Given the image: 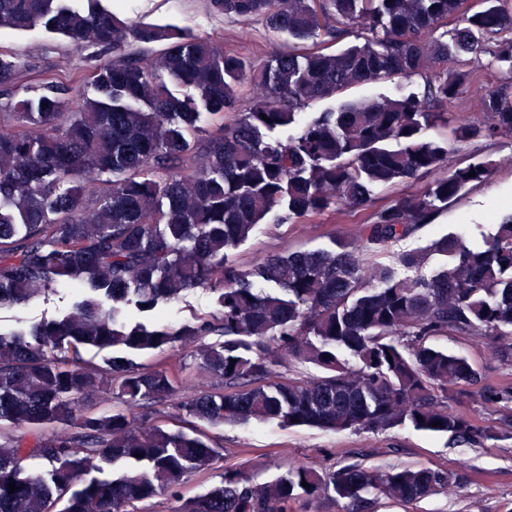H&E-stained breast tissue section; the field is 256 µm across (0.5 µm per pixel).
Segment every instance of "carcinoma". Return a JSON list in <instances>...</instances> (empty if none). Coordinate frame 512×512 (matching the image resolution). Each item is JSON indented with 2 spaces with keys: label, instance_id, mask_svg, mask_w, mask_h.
I'll use <instances>...</instances> for the list:
<instances>
[{
  "label": "carcinoma",
  "instance_id": "carcinoma-1",
  "mask_svg": "<svg viewBox=\"0 0 512 512\" xmlns=\"http://www.w3.org/2000/svg\"><path fill=\"white\" fill-rule=\"evenodd\" d=\"M209 6L298 41L320 33L337 40L353 25L366 36L334 53L290 46L255 67L167 26L128 24L101 0H0V30L42 28L108 55L92 71V98L48 83L4 105L11 124L0 127V307L46 299L65 284L81 292L52 318L0 330V421L63 427L49 437L0 439V512H142L165 491L177 495L187 474L214 465L219 454L205 436L133 414L144 403L174 401L178 389L166 369L140 370L125 353L177 344L195 346L201 372L224 382L221 392L181 403L212 426L278 420L376 432L409 422L471 446L512 438V387L481 394L500 413L495 425L451 413L448 402L469 397L477 372L466 356L425 344L440 333L512 336V213L478 241L455 233L435 240L429 252L447 262L429 278H401L368 259L492 173L486 159L442 171L447 144L423 131L448 125L437 108L476 81L483 57L512 83V0ZM450 15L455 27L437 33ZM134 43L163 50L132 57ZM21 73L17 58L0 57V91H12ZM417 75L420 95L341 102L299 120L305 106L357 84ZM242 82L261 96L226 124ZM172 85L189 93L178 97ZM483 109L482 125L457 121V141L512 138V95L488 92ZM205 115L218 123L200 145L195 132ZM294 125L286 139L270 135ZM429 173L436 177L422 190L377 210L335 252L275 254L253 267L229 260L271 214L284 222L339 204L362 207L371 188ZM193 288L215 294L217 318L178 328L127 319L130 306L152 312ZM213 334L224 341L203 342ZM81 347L112 356L88 366ZM292 357L328 375L275 381V366ZM98 391L117 395L125 409L82 412L80 400ZM32 458L41 467L30 468ZM455 486L448 471L428 467L356 463L327 472L299 463L262 484L227 470L178 512H290V503L326 493L346 501L347 512H372L381 497L410 504Z\"/></svg>",
  "mask_w": 512,
  "mask_h": 512
}]
</instances>
